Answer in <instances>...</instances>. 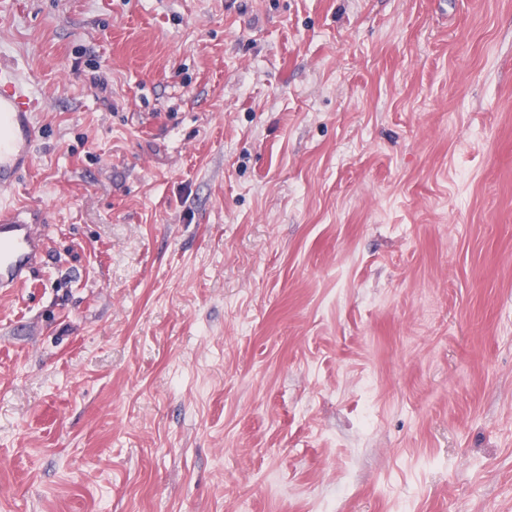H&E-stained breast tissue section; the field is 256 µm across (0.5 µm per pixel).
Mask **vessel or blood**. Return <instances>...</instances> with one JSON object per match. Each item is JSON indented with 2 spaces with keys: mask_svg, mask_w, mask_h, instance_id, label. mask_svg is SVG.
I'll use <instances>...</instances> for the list:
<instances>
[{
  "mask_svg": "<svg viewBox=\"0 0 512 512\" xmlns=\"http://www.w3.org/2000/svg\"><path fill=\"white\" fill-rule=\"evenodd\" d=\"M39 100L28 77L0 63V194L12 192L30 170ZM42 218L26 205L0 207V289L23 287L42 261Z\"/></svg>",
  "mask_w": 512,
  "mask_h": 512,
  "instance_id": "obj_1",
  "label": "vessel or blood"
}]
</instances>
